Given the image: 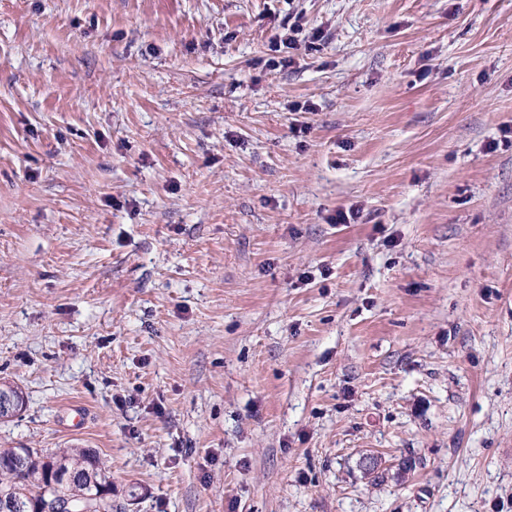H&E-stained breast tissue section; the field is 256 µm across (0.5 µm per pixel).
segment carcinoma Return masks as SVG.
<instances>
[{
  "label": "carcinoma",
  "mask_w": 512,
  "mask_h": 512,
  "mask_svg": "<svg viewBox=\"0 0 512 512\" xmlns=\"http://www.w3.org/2000/svg\"><path fill=\"white\" fill-rule=\"evenodd\" d=\"M26 452L28 462L23 468L0 470V494L20 495L28 500L32 508L46 493L64 495L70 491L69 487L60 483L51 484L58 472L72 470L95 478L102 470L99 456L89 448H64L46 454L36 448H28Z\"/></svg>",
  "instance_id": "cac0c4a2"
}]
</instances>
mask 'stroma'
Segmentation results:
<instances>
[{
  "label": "stroma",
  "mask_w": 512,
  "mask_h": 512,
  "mask_svg": "<svg viewBox=\"0 0 512 512\" xmlns=\"http://www.w3.org/2000/svg\"><path fill=\"white\" fill-rule=\"evenodd\" d=\"M506 127L512 0H0V448L112 512H512Z\"/></svg>",
  "instance_id": "stroma-1"
}]
</instances>
